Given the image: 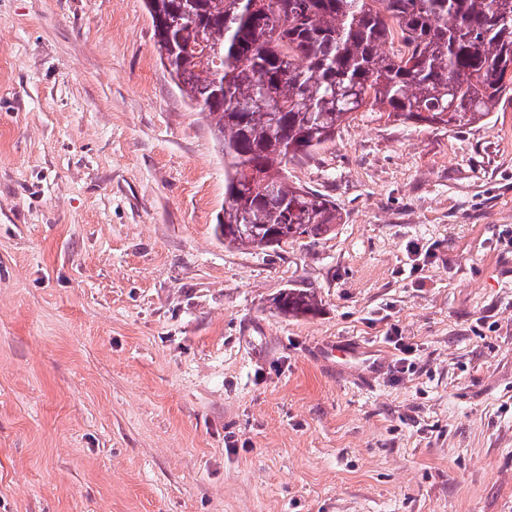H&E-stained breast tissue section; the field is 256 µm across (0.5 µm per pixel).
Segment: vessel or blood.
<instances>
[{
    "instance_id": "vessel-or-blood-1",
    "label": "vessel or blood",
    "mask_w": 512,
    "mask_h": 512,
    "mask_svg": "<svg viewBox=\"0 0 512 512\" xmlns=\"http://www.w3.org/2000/svg\"><path fill=\"white\" fill-rule=\"evenodd\" d=\"M317 357L338 372L354 376L364 386L370 385L386 364V356L381 350L340 338L321 343Z\"/></svg>"
}]
</instances>
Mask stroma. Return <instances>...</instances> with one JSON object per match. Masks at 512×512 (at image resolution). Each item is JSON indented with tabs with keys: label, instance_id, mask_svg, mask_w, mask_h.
Returning a JSON list of instances; mask_svg holds the SVG:
<instances>
[{
	"label": "stroma",
	"instance_id": "1",
	"mask_svg": "<svg viewBox=\"0 0 512 512\" xmlns=\"http://www.w3.org/2000/svg\"><path fill=\"white\" fill-rule=\"evenodd\" d=\"M288 181L340 224L225 244L145 0H0V512H512V102L356 119ZM274 304L284 316L306 315L316 311L315 295L310 290L288 289L280 294ZM316 354L319 361L336 368L338 372L354 376L363 386H369L387 362L381 350L340 338L321 343Z\"/></svg>",
	"mask_w": 512,
	"mask_h": 512
}]
</instances>
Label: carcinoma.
Returning a JSON list of instances; mask_svg holds the SVG:
<instances>
[{
  "label": "carcinoma",
  "instance_id": "1",
  "mask_svg": "<svg viewBox=\"0 0 512 512\" xmlns=\"http://www.w3.org/2000/svg\"><path fill=\"white\" fill-rule=\"evenodd\" d=\"M164 68L224 156L229 245L268 249L334 230L326 196L288 162L364 109L460 129L512 96V0H146ZM316 311L310 290L276 299Z\"/></svg>",
  "mask_w": 512,
  "mask_h": 512
}]
</instances>
